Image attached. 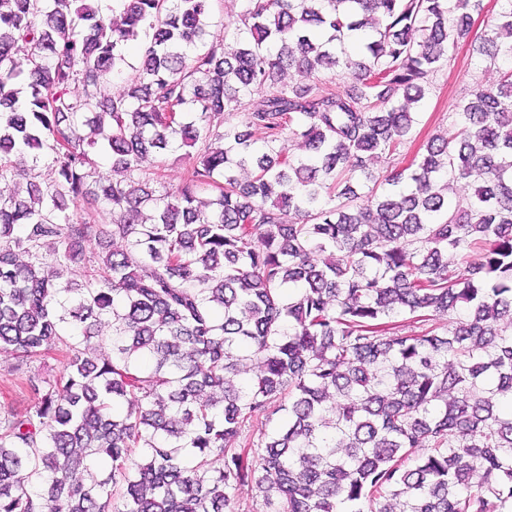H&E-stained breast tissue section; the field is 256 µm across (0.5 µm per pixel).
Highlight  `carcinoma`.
Listing matches in <instances>:
<instances>
[{
  "label": "carcinoma",
  "mask_w": 512,
  "mask_h": 512,
  "mask_svg": "<svg viewBox=\"0 0 512 512\" xmlns=\"http://www.w3.org/2000/svg\"><path fill=\"white\" fill-rule=\"evenodd\" d=\"M73 2L0 0V181L28 159L51 170L0 198V352L63 360L26 376L29 411L0 412V512H225L250 482L275 512H509L512 411L494 399L512 401V0L479 36L483 0H243L222 36L213 0ZM142 33L138 73L106 96ZM469 40L496 83L358 192L348 174L399 152L410 105ZM292 67L349 85L286 84ZM254 94L243 131L212 124ZM176 142L189 165L157 196L142 163ZM97 147L121 179L90 189ZM472 177V199L448 196L444 179ZM106 233L125 247L69 280ZM462 304L443 333L383 323ZM277 413L248 460L245 424Z\"/></svg>",
  "instance_id": "obj_1"
}]
</instances>
